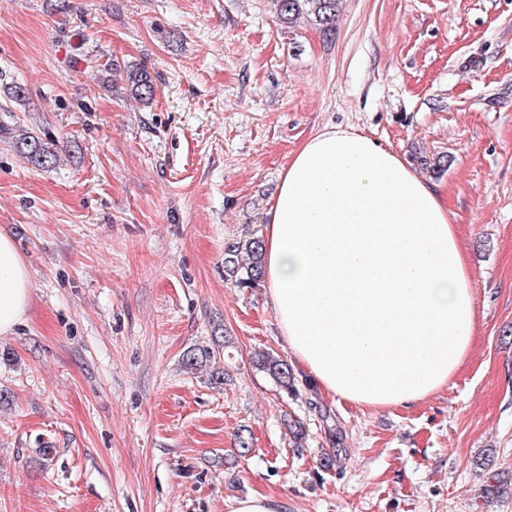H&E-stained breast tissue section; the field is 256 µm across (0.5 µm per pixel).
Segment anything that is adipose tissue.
I'll return each mask as SVG.
<instances>
[{
    "instance_id": "ef3b65f1",
    "label": "adipose tissue",
    "mask_w": 512,
    "mask_h": 512,
    "mask_svg": "<svg viewBox=\"0 0 512 512\" xmlns=\"http://www.w3.org/2000/svg\"><path fill=\"white\" fill-rule=\"evenodd\" d=\"M263 252L281 334L326 394L409 406L471 351L477 305L458 228L434 186L364 133L326 128L293 155ZM29 300L27 265L0 231V335Z\"/></svg>"
}]
</instances>
